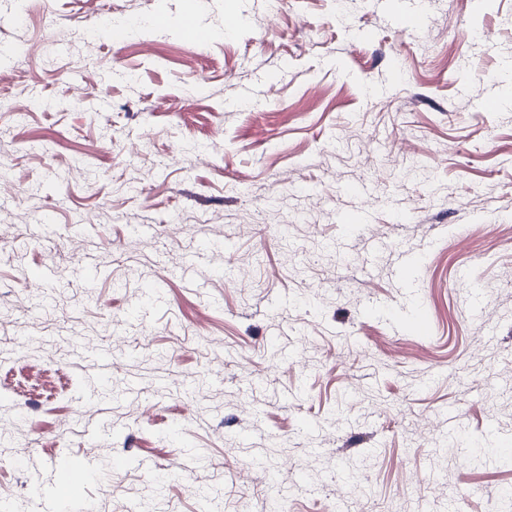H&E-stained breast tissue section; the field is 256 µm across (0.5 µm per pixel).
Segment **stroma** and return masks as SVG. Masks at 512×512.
I'll use <instances>...</instances> for the list:
<instances>
[{"instance_id":"stroma-1","label":"stroma","mask_w":512,"mask_h":512,"mask_svg":"<svg viewBox=\"0 0 512 512\" xmlns=\"http://www.w3.org/2000/svg\"><path fill=\"white\" fill-rule=\"evenodd\" d=\"M1 46L10 512L86 458L67 512H503L512 456L470 451L512 449V0H0ZM181 34L184 39L200 46L209 43L212 37L211 31L202 26L193 16H185L182 20ZM93 471L94 465L90 461H85L80 465L57 462L52 466L50 480L57 491L78 492Z\"/></svg>"}]
</instances>
